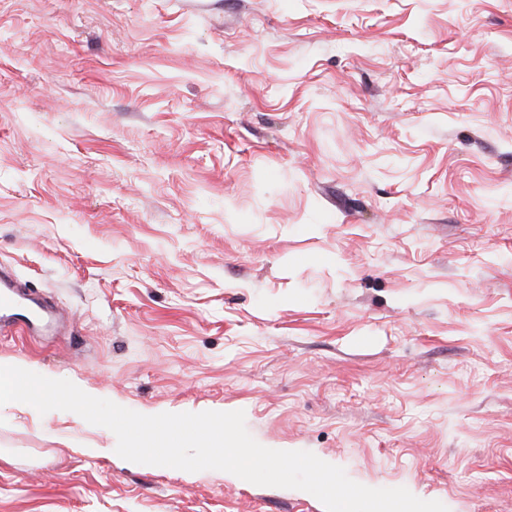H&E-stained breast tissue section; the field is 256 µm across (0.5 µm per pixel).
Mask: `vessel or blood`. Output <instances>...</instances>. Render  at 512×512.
<instances>
[{"label":"vessel or blood","instance_id":"b4317fda","mask_svg":"<svg viewBox=\"0 0 512 512\" xmlns=\"http://www.w3.org/2000/svg\"><path fill=\"white\" fill-rule=\"evenodd\" d=\"M50 310L0 269V331L20 336L47 331Z\"/></svg>","mask_w":512,"mask_h":512}]
</instances>
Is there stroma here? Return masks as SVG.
I'll list each match as a JSON object with an SVG mask.
<instances>
[{"mask_svg":"<svg viewBox=\"0 0 512 512\" xmlns=\"http://www.w3.org/2000/svg\"><path fill=\"white\" fill-rule=\"evenodd\" d=\"M1 266L0 363L512 512V0H0ZM116 444L0 406V512H325ZM51 322L50 310L0 269V331L26 336L47 331Z\"/></svg>","mask_w":512,"mask_h":512,"instance_id":"obj_1","label":"stroma"}]
</instances>
